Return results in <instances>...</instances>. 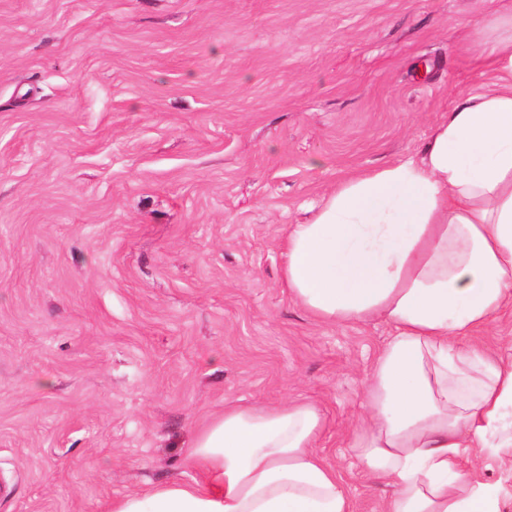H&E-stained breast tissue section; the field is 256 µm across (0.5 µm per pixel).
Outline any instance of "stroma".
Masks as SVG:
<instances>
[{"instance_id":"obj_1","label":"stroma","mask_w":512,"mask_h":512,"mask_svg":"<svg viewBox=\"0 0 512 512\" xmlns=\"http://www.w3.org/2000/svg\"><path fill=\"white\" fill-rule=\"evenodd\" d=\"M511 37L512 0H0V512L193 481L225 402L290 400L381 512L342 453L392 330L306 313L283 241Z\"/></svg>"}]
</instances>
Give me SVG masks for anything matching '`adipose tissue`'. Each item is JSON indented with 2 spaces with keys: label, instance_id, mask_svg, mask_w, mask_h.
<instances>
[{
  "label": "adipose tissue",
  "instance_id": "1",
  "mask_svg": "<svg viewBox=\"0 0 512 512\" xmlns=\"http://www.w3.org/2000/svg\"><path fill=\"white\" fill-rule=\"evenodd\" d=\"M434 129L419 162L342 178L315 218L288 228L292 299L330 324L393 330L347 432L392 490L385 512H503L506 494L462 457L512 455V353L471 343L512 304V41ZM307 402H226L198 432L200 474L112 500L108 512H353L342 475L316 450Z\"/></svg>",
  "mask_w": 512,
  "mask_h": 512
}]
</instances>
